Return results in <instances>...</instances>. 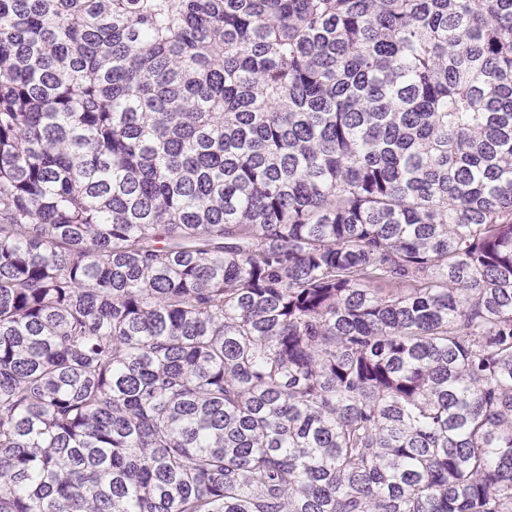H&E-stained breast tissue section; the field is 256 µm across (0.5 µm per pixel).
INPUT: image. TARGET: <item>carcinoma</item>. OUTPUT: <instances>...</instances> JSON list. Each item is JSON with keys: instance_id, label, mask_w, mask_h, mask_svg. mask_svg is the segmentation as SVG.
Instances as JSON below:
<instances>
[{"instance_id": "1", "label": "carcinoma", "mask_w": 512, "mask_h": 512, "mask_svg": "<svg viewBox=\"0 0 512 512\" xmlns=\"http://www.w3.org/2000/svg\"><path fill=\"white\" fill-rule=\"evenodd\" d=\"M0 512H512V0H0Z\"/></svg>"}]
</instances>
